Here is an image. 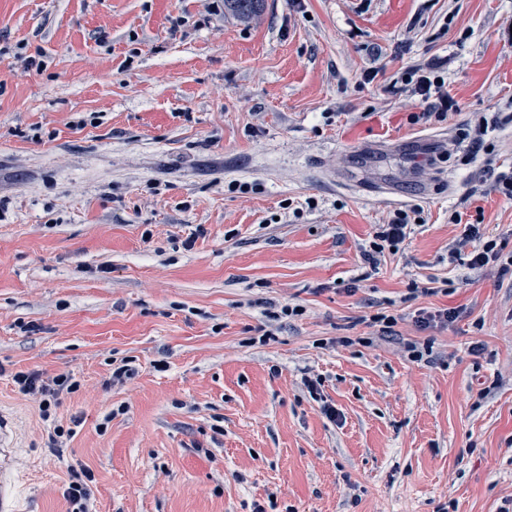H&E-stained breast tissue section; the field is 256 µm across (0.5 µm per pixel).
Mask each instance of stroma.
Instances as JSON below:
<instances>
[{
    "mask_svg": "<svg viewBox=\"0 0 512 512\" xmlns=\"http://www.w3.org/2000/svg\"><path fill=\"white\" fill-rule=\"evenodd\" d=\"M223 2L0 0V409L21 512H70L73 467L98 512H498L512 279L469 268L461 239L476 224L512 252V0H265L247 22ZM415 68L456 110L430 115ZM399 209L417 221L370 267ZM288 303L303 315L262 340ZM445 308L448 326L416 325ZM27 369L80 383L60 450L12 381ZM407 82L408 84L413 83V92L420 96L423 101L428 102L429 99L434 98L433 108L435 112L429 113H434L436 117L443 118L447 115L448 108H454V100L448 94L444 80L435 75L433 71L412 70L408 72ZM379 228L374 232L372 240L362 252L363 260L371 267H376L380 257L384 253L395 254L399 251L400 245L405 241L409 233V215L404 211H396L388 221V224L378 225Z\"/></svg>",
    "mask_w": 512,
    "mask_h": 512,
    "instance_id": "35a3bbf8",
    "label": "stroma"
}]
</instances>
